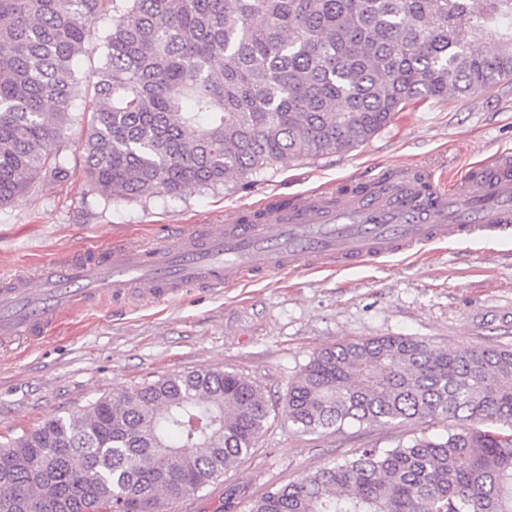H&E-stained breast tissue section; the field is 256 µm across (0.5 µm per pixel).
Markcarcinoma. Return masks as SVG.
Here are the masks:
<instances>
[{
	"label": "carcinoma",
	"instance_id": "cac0c4a2",
	"mask_svg": "<svg viewBox=\"0 0 512 512\" xmlns=\"http://www.w3.org/2000/svg\"><path fill=\"white\" fill-rule=\"evenodd\" d=\"M510 18L512 0H0V206L69 178L77 123L81 174L108 200L347 153L414 102L512 78ZM101 20L83 75L74 63ZM287 408L302 432L456 427L362 448L249 512H512V346L340 343L313 354ZM270 414L233 371L115 389L0 442V512H162L248 454Z\"/></svg>",
	"mask_w": 512,
	"mask_h": 512
}]
</instances>
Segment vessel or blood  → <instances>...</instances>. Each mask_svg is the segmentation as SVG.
Segmentation results:
<instances>
[{"label":"vessel or blood","mask_w":512,"mask_h":512,"mask_svg":"<svg viewBox=\"0 0 512 512\" xmlns=\"http://www.w3.org/2000/svg\"><path fill=\"white\" fill-rule=\"evenodd\" d=\"M512 230V153L471 169L462 188H439L433 173L407 169L387 189L352 197L316 191L290 207L270 198L240 208L228 224L182 231L151 247L112 244L44 263L37 274L0 281V344L36 345L60 319L107 299H171L186 288H227L303 262L355 267L473 233Z\"/></svg>","instance_id":"1"}]
</instances>
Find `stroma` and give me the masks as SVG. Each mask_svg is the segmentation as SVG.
<instances>
[{"mask_svg": "<svg viewBox=\"0 0 512 512\" xmlns=\"http://www.w3.org/2000/svg\"><path fill=\"white\" fill-rule=\"evenodd\" d=\"M512 150V78L465 98L419 102L345 154L283 162L224 186L185 187L147 201L93 194L71 154L63 183L40 179L0 207V278L126 239L152 245L200 224L226 223L270 196L368 185L406 168L450 183ZM411 336L443 349L512 345V235L474 237L380 265L302 270L153 303L113 302L66 318L29 350L0 348V440L121 387L198 368L237 372L260 386L276 417L250 454L206 492L165 512H248L274 486L351 457L453 429L451 421L303 432L287 418L289 386L312 354L343 342Z\"/></svg>", "mask_w": 512, "mask_h": 512, "instance_id": "35a3bbf8", "label": "stroma"}]
</instances>
